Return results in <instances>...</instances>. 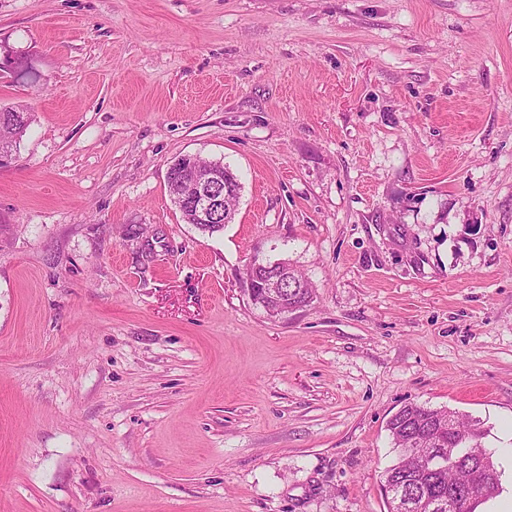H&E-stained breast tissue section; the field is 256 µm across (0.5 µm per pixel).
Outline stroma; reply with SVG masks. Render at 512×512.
<instances>
[{"label": "stroma", "instance_id": "35a3bbf8", "mask_svg": "<svg viewBox=\"0 0 512 512\" xmlns=\"http://www.w3.org/2000/svg\"><path fill=\"white\" fill-rule=\"evenodd\" d=\"M0 512H387V422H483L512 512V0H0ZM183 155L241 183L184 223ZM161 228L156 260L123 240ZM314 284L280 319L242 273ZM4 57H7L9 62L0 67L1 79L9 78L12 82L36 79V70L26 57L13 51L4 52ZM0 108V159L13 158L31 123L30 112H10Z\"/></svg>", "mask_w": 512, "mask_h": 512}]
</instances>
